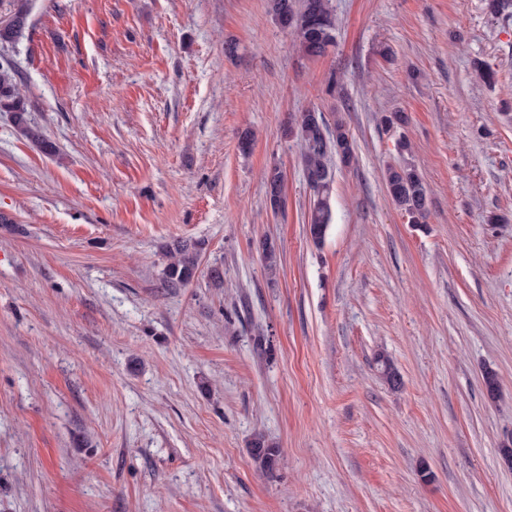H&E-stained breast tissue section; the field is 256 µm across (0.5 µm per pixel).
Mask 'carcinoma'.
<instances>
[{"label": "carcinoma", "instance_id": "cac0c4a2", "mask_svg": "<svg viewBox=\"0 0 512 512\" xmlns=\"http://www.w3.org/2000/svg\"><path fill=\"white\" fill-rule=\"evenodd\" d=\"M490 15L503 21L512 18V0H485ZM269 8L280 24L292 30L302 54L322 57L335 40L336 21L329 0H269ZM32 10V0H8L6 12L0 16V47L16 44L24 34ZM0 111L12 113L18 131L40 151L54 155L56 146L41 128L32 124L24 101L19 96L16 74L9 65L0 64ZM287 135L295 136L302 146L301 162L313 192L308 217L311 240L320 243L328 230L330 195L333 177L332 156L344 164L355 158V144L341 120L329 124L320 112H300L294 116ZM269 203L273 211L282 207V174L271 169L266 177ZM385 186L392 201L409 218L411 224H423L428 213L427 190L415 166L407 161L386 168ZM201 243L179 240L166 249L162 270L164 287L176 289L189 285L199 267ZM380 374L392 389L401 386L399 372L389 359L377 358ZM250 454L259 468L271 474L280 460V449L262 437L253 440Z\"/></svg>", "mask_w": 512, "mask_h": 512}]
</instances>
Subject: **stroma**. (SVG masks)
Listing matches in <instances>:
<instances>
[{"label": "stroma", "mask_w": 512, "mask_h": 512, "mask_svg": "<svg viewBox=\"0 0 512 512\" xmlns=\"http://www.w3.org/2000/svg\"><path fill=\"white\" fill-rule=\"evenodd\" d=\"M331 3L321 58L267 0H33L0 48L59 151L0 112V512H512V21L484 0ZM308 110L356 146L319 246L283 134ZM402 158L421 226L386 192ZM177 239L205 247L171 290ZM385 186L392 201L411 224H424L428 213L427 190L415 166L407 161L389 164ZM250 454L259 468L266 474H272L280 460V449L263 437H256L250 448Z\"/></svg>", "instance_id": "35a3bbf8"}]
</instances>
